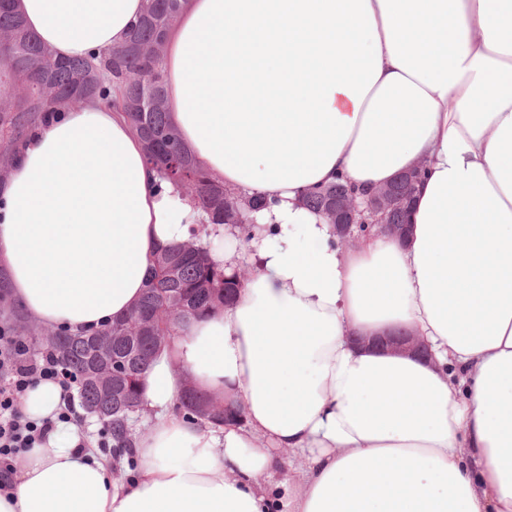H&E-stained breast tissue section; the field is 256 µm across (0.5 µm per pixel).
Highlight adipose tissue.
<instances>
[{"instance_id": "ef3b65f1", "label": "adipose tissue", "mask_w": 512, "mask_h": 512, "mask_svg": "<svg viewBox=\"0 0 512 512\" xmlns=\"http://www.w3.org/2000/svg\"><path fill=\"white\" fill-rule=\"evenodd\" d=\"M63 58L122 43L143 0H16ZM162 67L198 163L262 197L255 234L161 178L126 113L41 123L0 182V265L40 324L84 335L130 312L152 253L202 228L249 274L179 325L145 378L159 421L128 480L76 426L14 465L0 512H512V0H189ZM427 168L411 233L341 245L299 203ZM407 329L431 360L355 344ZM239 405L175 411L186 380ZM39 382L20 406L56 418Z\"/></svg>"}]
</instances>
